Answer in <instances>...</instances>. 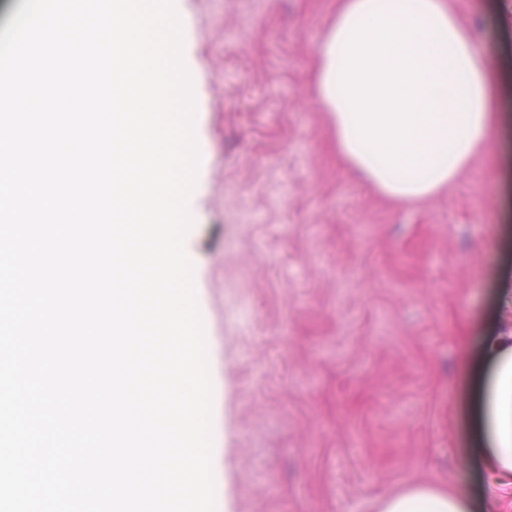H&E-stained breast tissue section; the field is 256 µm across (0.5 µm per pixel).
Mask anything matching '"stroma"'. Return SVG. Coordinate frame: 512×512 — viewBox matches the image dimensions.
Returning <instances> with one entry per match:
<instances>
[{"label":"stroma","instance_id":"1","mask_svg":"<svg viewBox=\"0 0 512 512\" xmlns=\"http://www.w3.org/2000/svg\"><path fill=\"white\" fill-rule=\"evenodd\" d=\"M488 51L497 0H449ZM200 151L187 253L213 384L216 512H378L467 487L463 359L512 321V92L448 189L378 193L311 85L336 0H184Z\"/></svg>","mask_w":512,"mask_h":512}]
</instances>
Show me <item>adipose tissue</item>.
I'll list each match as a JSON object with an SVG mask.
<instances>
[{
	"instance_id": "ef3b65f1",
	"label": "adipose tissue",
	"mask_w": 512,
	"mask_h": 512,
	"mask_svg": "<svg viewBox=\"0 0 512 512\" xmlns=\"http://www.w3.org/2000/svg\"><path fill=\"white\" fill-rule=\"evenodd\" d=\"M313 81L337 155L384 195L413 201L453 183L496 134L512 54L480 50L448 0H336ZM485 343L490 374L470 360L460 367L483 391L469 456L477 482L415 485L378 512H483L485 485L512 486V331Z\"/></svg>"
}]
</instances>
